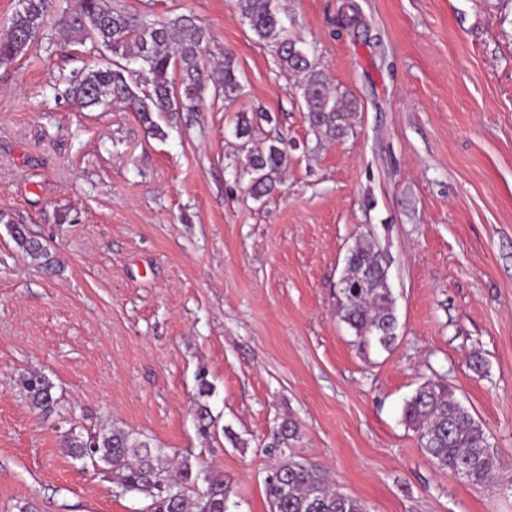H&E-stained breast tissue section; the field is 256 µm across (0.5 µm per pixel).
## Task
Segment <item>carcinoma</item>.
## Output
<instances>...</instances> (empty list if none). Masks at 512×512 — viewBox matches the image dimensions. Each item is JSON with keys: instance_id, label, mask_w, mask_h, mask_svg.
I'll return each instance as SVG.
<instances>
[{"instance_id": "carcinoma-1", "label": "carcinoma", "mask_w": 512, "mask_h": 512, "mask_svg": "<svg viewBox=\"0 0 512 512\" xmlns=\"http://www.w3.org/2000/svg\"><path fill=\"white\" fill-rule=\"evenodd\" d=\"M250 30L273 48L276 63L286 74L301 78L300 89L307 118L316 132L335 138L344 134L347 119L355 109L341 105L328 87L318 63L304 42L288 30L277 0H235ZM52 0H22L12 15L7 32L0 36V64L16 60L35 43L51 11ZM341 24L346 29H366L358 5L352 4ZM71 42L91 43L93 50L111 55L104 67L75 74L66 90L80 107L119 105L138 115L155 133L160 127L153 114L197 112L204 94L232 106L242 94L239 69L229 53L210 61L208 30L188 16L160 20L110 6L108 0H79L78 8L60 16ZM272 121L267 112L247 116L241 112L235 136L241 140L244 162L239 175L249 177L248 192L255 199L277 191L288 167V143L280 141L264 150L250 147L258 122ZM16 245L34 257L49 260L47 250L28 238L20 228L13 231ZM391 266L387 252L371 237L360 236L346 258L336 301V317L354 332L361 348L378 344L390 349L397 339L395 300L389 283ZM20 393L35 410L52 412L57 406L54 384L44 374H24L18 380ZM403 420L418 438L420 448L439 469L454 474L466 471L475 485L499 482L494 458L482 425L439 378L425 380L405 403ZM76 459L101 462L112 469L126 490L153 498L155 512H229L224 480L188 465L179 470L178 482L206 484L194 503L175 488L169 468L154 463L152 444L130 431L114 428L89 435L69 432L64 440ZM269 512H367L365 504L332 486L317 467L288 455L280 458L265 479Z\"/></svg>"}]
</instances>
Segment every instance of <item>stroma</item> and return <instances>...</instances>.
I'll return each mask as SVG.
<instances>
[{
	"label": "stroma",
	"instance_id": "obj_1",
	"mask_svg": "<svg viewBox=\"0 0 512 512\" xmlns=\"http://www.w3.org/2000/svg\"><path fill=\"white\" fill-rule=\"evenodd\" d=\"M113 2L194 14L213 54H234L243 94L152 136L120 107L71 103L72 76L107 58L55 21L0 65V512H154L62 446L69 429L115 427L151 438L166 466L223 478L230 512H269L268 443L285 423L291 455L368 512H512V0H357L364 34L338 26L342 0H279L357 103L338 139L316 138L233 0ZM256 109L276 120L254 147L295 144L258 200L235 175L234 133ZM17 227L52 266L17 247ZM362 234L392 258L388 351L359 349L335 316ZM32 372L55 385L50 415L17 387ZM432 376L482 425L499 486L434 467L404 424Z\"/></svg>",
	"mask_w": 512,
	"mask_h": 512
}]
</instances>
